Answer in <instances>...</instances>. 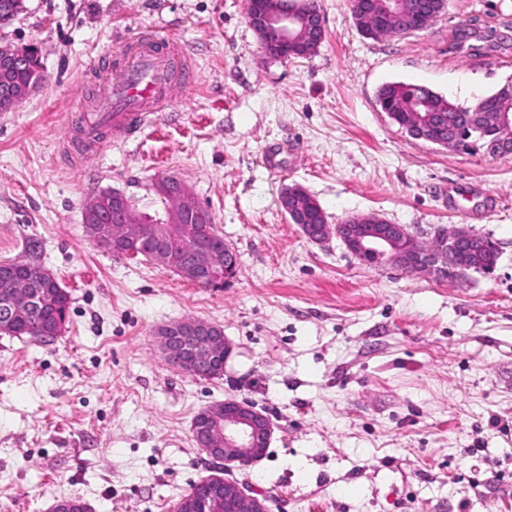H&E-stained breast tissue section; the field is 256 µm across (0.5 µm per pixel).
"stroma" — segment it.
Masks as SVG:
<instances>
[{"instance_id":"obj_1","label":"stroma","mask_w":512,"mask_h":512,"mask_svg":"<svg viewBox=\"0 0 512 512\" xmlns=\"http://www.w3.org/2000/svg\"><path fill=\"white\" fill-rule=\"evenodd\" d=\"M325 38L267 58L246 0H26L0 40L40 46L45 80L0 112V261L36 260L70 295L55 340L0 333V512H172L213 464L191 422L236 398L275 432L236 471L269 512H512V155L409 136L377 103L389 82L471 106L512 78V0H448L406 37L371 39L351 0H320ZM469 29L456 44L460 29ZM179 43L195 70L137 137L89 144L84 117L122 50ZM174 175L208 205L237 272L202 288L85 234L104 190L160 211ZM329 223L374 213L428 241L462 224L491 239L489 274L461 280L362 264L289 223V186ZM220 325L217 379L168 366L158 327Z\"/></svg>"}]
</instances>
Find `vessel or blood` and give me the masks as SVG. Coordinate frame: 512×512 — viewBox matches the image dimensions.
<instances>
[{
    "mask_svg": "<svg viewBox=\"0 0 512 512\" xmlns=\"http://www.w3.org/2000/svg\"><path fill=\"white\" fill-rule=\"evenodd\" d=\"M171 48V43L151 38L136 41L126 55L125 78L116 83L105 81L102 87L103 110L88 118L89 137H97L103 129L112 126L130 136L142 132L154 112L171 95L164 64Z\"/></svg>",
    "mask_w": 512,
    "mask_h": 512,
    "instance_id": "vessel-or-blood-1",
    "label": "vessel or blood"
}]
</instances>
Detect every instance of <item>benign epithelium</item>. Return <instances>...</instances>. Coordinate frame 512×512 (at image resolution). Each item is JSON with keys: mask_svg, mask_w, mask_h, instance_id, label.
Listing matches in <instances>:
<instances>
[{"mask_svg": "<svg viewBox=\"0 0 512 512\" xmlns=\"http://www.w3.org/2000/svg\"><path fill=\"white\" fill-rule=\"evenodd\" d=\"M293 0H279L272 7L268 0H248L246 9L250 25L257 33L263 52L273 60L306 57L321 45L324 35L323 17L300 15L292 7ZM41 58L35 45L0 42V112L10 111L25 102L39 85L38 77L21 83L17 79L22 62ZM448 125V139L437 136V127ZM415 139L456 151L482 149L492 156L512 155V113L490 106L477 105L457 110L448 116L425 117L407 126ZM153 191L169 198L175 206L149 224L145 223L132 200L124 193L112 195V223H103L102 195L94 196L84 208V228L99 247L116 242H142L158 262L181 278L208 288H221L236 274L234 252L224 249V267L216 266L209 252L197 247L201 236L194 224L182 221V215L202 209L200 201L180 178L166 176L156 180ZM301 190L288 189V205L283 211L289 223L299 226L312 243H323L334 237L359 261L367 265H388L401 271H427L450 279L469 274L466 263L467 243L476 234L465 225L440 226L427 242L401 224H390L372 215L349 216L338 224L326 220L310 224L299 214L297 198ZM37 276L45 283L39 292L32 290L29 280L15 276L9 265L0 263V332L9 334L15 324L29 320L36 309L54 306L61 300L55 274L40 265ZM157 342L168 365L193 377H209L214 358L228 356L231 344L218 325L190 318L161 327ZM206 426L192 422L197 447L216 463L212 474L201 483L219 485L220 491L208 493L196 504L197 512H268L259 494L233 476L241 469L261 460L274 432L271 420L248 401L226 399L203 411Z\"/></svg>", "mask_w": 512, "mask_h": 512, "instance_id": "1", "label": "benign epithelium"}]
</instances>
